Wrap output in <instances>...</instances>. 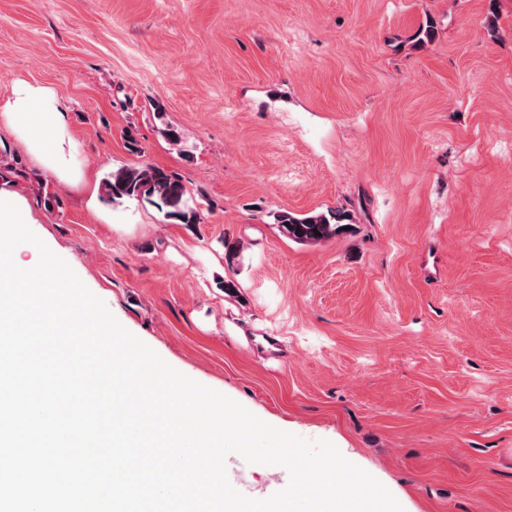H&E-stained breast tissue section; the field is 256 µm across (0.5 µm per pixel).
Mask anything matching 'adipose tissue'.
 Returning <instances> with one entry per match:
<instances>
[{
    "mask_svg": "<svg viewBox=\"0 0 512 512\" xmlns=\"http://www.w3.org/2000/svg\"><path fill=\"white\" fill-rule=\"evenodd\" d=\"M0 110L23 132L31 152L54 172L66 171L65 109L54 94L25 86L15 90Z\"/></svg>",
    "mask_w": 512,
    "mask_h": 512,
    "instance_id": "1",
    "label": "adipose tissue"
}]
</instances>
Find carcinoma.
<instances>
[{
	"mask_svg": "<svg viewBox=\"0 0 512 512\" xmlns=\"http://www.w3.org/2000/svg\"><path fill=\"white\" fill-rule=\"evenodd\" d=\"M104 200L135 199L158 209L169 224H197L201 202L193 197L174 175L151 165H121L107 173L101 184ZM274 224L286 238L304 245H321L352 229L353 214L346 210L328 213H273Z\"/></svg>",
	"mask_w": 512,
	"mask_h": 512,
	"instance_id": "carcinoma-1",
	"label": "carcinoma"
}]
</instances>
